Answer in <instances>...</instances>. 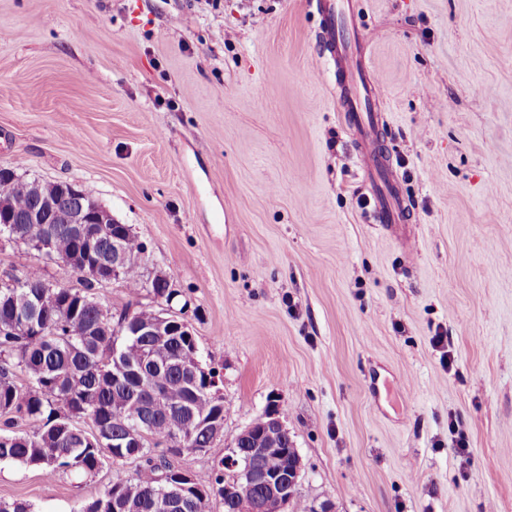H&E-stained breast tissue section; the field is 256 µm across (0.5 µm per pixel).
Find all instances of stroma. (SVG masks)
Instances as JSON below:
<instances>
[{
    "label": "stroma",
    "instance_id": "1",
    "mask_svg": "<svg viewBox=\"0 0 512 512\" xmlns=\"http://www.w3.org/2000/svg\"><path fill=\"white\" fill-rule=\"evenodd\" d=\"M351 9L412 209L400 231L358 204L310 0H0V166L92 189L144 244V276L169 275L224 402L223 436L176 466L211 472L273 408L303 502L512 512V0ZM32 267L81 285L0 243V281ZM134 473L0 462V501L78 512Z\"/></svg>",
    "mask_w": 512,
    "mask_h": 512
}]
</instances>
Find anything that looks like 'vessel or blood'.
Wrapping results in <instances>:
<instances>
[{
	"mask_svg": "<svg viewBox=\"0 0 512 512\" xmlns=\"http://www.w3.org/2000/svg\"><path fill=\"white\" fill-rule=\"evenodd\" d=\"M327 14L324 44L336 60V86L340 103L359 133V151L366 180L374 200L375 223L397 226L405 223L408 201L398 178L380 161V133L371 110L375 82L366 75L358 59L363 33L356 24L348 0H318Z\"/></svg>",
	"mask_w": 512,
	"mask_h": 512,
	"instance_id": "b4317fda",
	"label": "vessel or blood"
}]
</instances>
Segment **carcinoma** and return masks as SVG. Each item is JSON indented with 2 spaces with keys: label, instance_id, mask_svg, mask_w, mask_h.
<instances>
[{
  "label": "carcinoma",
  "instance_id": "cac0c4a2",
  "mask_svg": "<svg viewBox=\"0 0 512 512\" xmlns=\"http://www.w3.org/2000/svg\"><path fill=\"white\" fill-rule=\"evenodd\" d=\"M34 180L18 175L17 168H0V216L9 211L21 216L35 204ZM53 225L52 247L40 246L41 226L28 225L27 247L39 254L55 252L73 255L81 247L68 225ZM43 275L37 268L24 274L19 287L0 290V418L7 431L0 433V461L39 465L46 473L64 469L77 475L95 473L103 463L102 449L81 434L86 421L99 422L109 433L123 432L145 410V389L139 381L149 380L158 363L181 355L182 339L171 337L164 343L143 336H117L112 322L100 318L98 305L91 298L96 285L82 283V288L43 295ZM123 284L137 295L144 291L141 265L127 269ZM29 298L38 306L37 319L53 325L51 335L21 324L18 304ZM118 347L121 359L131 372L120 379L112 378V349ZM24 372L29 386L14 382L15 372ZM167 397L156 402L152 412L154 427L142 448H117L112 460L137 463L136 473L107 485L99 496L86 504L90 512H112V487L120 488L123 497L137 504L138 512H164L159 506V490L176 475L166 458L169 426L164 416L184 401L200 417H210L223 409L212 404L206 377H199L194 388L178 372L165 375ZM23 421L28 429L12 431ZM290 440L273 451L258 449L253 453L255 466L261 471L286 479L293 468ZM222 468L215 474L193 475L199 491L190 497L180 512H213L214 503L224 504V512H240L238 502L224 495Z\"/></svg>",
  "mask_w": 512,
  "mask_h": 512
}]
</instances>
